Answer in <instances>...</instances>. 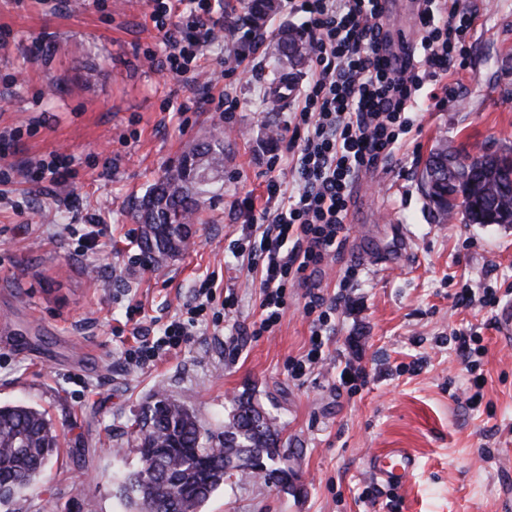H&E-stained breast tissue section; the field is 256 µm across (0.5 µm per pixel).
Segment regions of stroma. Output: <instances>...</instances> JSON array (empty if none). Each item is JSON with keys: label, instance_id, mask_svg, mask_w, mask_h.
<instances>
[{"label": "stroma", "instance_id": "35a3bbf8", "mask_svg": "<svg viewBox=\"0 0 512 512\" xmlns=\"http://www.w3.org/2000/svg\"><path fill=\"white\" fill-rule=\"evenodd\" d=\"M460 8L475 25L465 66L443 80L446 103L419 109L395 157L361 175L346 241L317 278L325 297H349L328 346L337 361L366 367L369 384L352 394L335 364L302 380L288 373L310 347L300 289H289L272 335L241 333L258 317L259 287L236 241L249 211L266 205L272 164L286 162L287 137L269 140L268 129L285 126L311 72L303 66L283 105L271 106L268 47L298 19L279 6L258 43L213 42L187 84L161 68L149 0H0V130L24 129L0 149V168L14 170L0 183V404L46 411L59 434L43 483L0 512H125L114 453L137 467L131 423L158 392L212 430L235 398L253 396L301 478L294 492L257 478L226 483L205 512H512V345L496 332V310L477 299L490 270L512 303V224L439 222L421 184L439 143L512 148V0ZM419 12V0H386L393 54L419 41ZM227 59L238 61L236 75L212 78ZM220 124L229 147L203 223L186 252L145 272L135 204ZM53 153L75 171L67 188L38 176L36 161ZM351 265L360 275L348 283ZM214 271L237 295L232 309L213 303L226 312L223 333L198 326L155 366L128 367L129 303L142 302L144 326L161 335ZM464 288L476 299L460 306ZM456 331L482 338L475 371L455 350ZM231 335L237 345L225 344ZM388 448L416 456L407 486L370 472V458Z\"/></svg>", "mask_w": 512, "mask_h": 512}]
</instances>
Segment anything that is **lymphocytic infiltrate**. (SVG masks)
I'll list each match as a JSON object with an SVG mask.
<instances>
[{
  "label": "lymphocytic infiltrate",
  "instance_id": "1",
  "mask_svg": "<svg viewBox=\"0 0 512 512\" xmlns=\"http://www.w3.org/2000/svg\"><path fill=\"white\" fill-rule=\"evenodd\" d=\"M152 2L150 18L165 46L164 69L194 82L192 64L215 38L211 0ZM283 3L300 20L313 63L286 123L289 169L297 189L286 193L281 180L268 181L267 206L260 216L248 218L246 235L253 245L239 255L260 273V314L247 330L253 338L273 332L289 288L304 291L305 312L313 317L311 347L288 367L291 377L300 380L330 356L325 337L340 300L326 298L314 278L345 241L354 183L379 160L393 157L400 134L413 125L420 90L455 67L471 21L459 0H421L420 50L400 57L386 48L381 0ZM215 292L213 281H202L160 337L135 327L136 345L126 351V363L139 368L153 364L186 343L204 317L220 325L223 315L209 310Z\"/></svg>",
  "mask_w": 512,
  "mask_h": 512
}]
</instances>
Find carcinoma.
<instances>
[{"label": "carcinoma", "mask_w": 512, "mask_h": 512, "mask_svg": "<svg viewBox=\"0 0 512 512\" xmlns=\"http://www.w3.org/2000/svg\"><path fill=\"white\" fill-rule=\"evenodd\" d=\"M247 19L257 27L273 9L272 0H246ZM278 62L301 63L309 46L285 31L270 47ZM224 136L210 134L192 144L163 169L135 207L145 228L143 257L158 263L188 247L195 216L208 201V186L224 171ZM448 146L430 154L424 188L439 221L459 216L465 224H484L492 209L512 224V183L500 173L498 157L482 153L468 165L451 163ZM139 467L117 477L120 497L130 512H201L204 503L231 477L265 472L284 489L294 471L279 448V430L250 396H240L224 421V431L208 433L181 402L154 395L134 421ZM58 435L46 414L26 404L0 405V489L10 503L37 485L58 448Z\"/></svg>", "instance_id": "carcinoma-1"}]
</instances>
